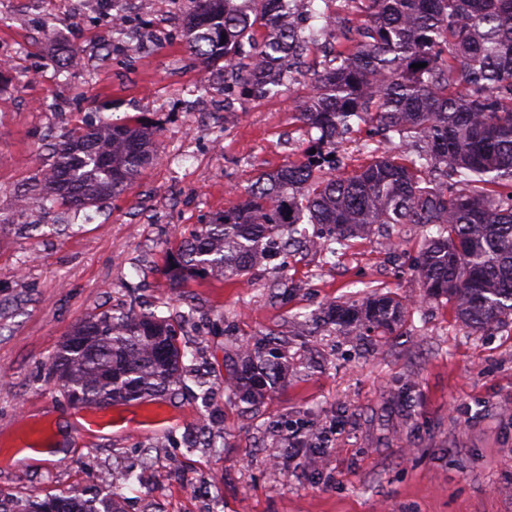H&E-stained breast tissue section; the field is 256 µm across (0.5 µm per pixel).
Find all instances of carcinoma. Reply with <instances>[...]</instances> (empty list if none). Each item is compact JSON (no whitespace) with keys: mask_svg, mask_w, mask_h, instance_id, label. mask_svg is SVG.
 I'll return each instance as SVG.
<instances>
[{"mask_svg":"<svg viewBox=\"0 0 512 512\" xmlns=\"http://www.w3.org/2000/svg\"><path fill=\"white\" fill-rule=\"evenodd\" d=\"M307 0L319 28L281 23L297 0H185L183 38L204 63H224V95L264 99L288 84L302 43L336 23ZM368 14L348 46L308 82L296 121L308 137L304 159L265 172L238 201L199 225L167 266L176 280L247 275L296 246L299 225L317 224L332 255L383 224H421L427 235L415 275L425 298L445 297L459 321L480 332L512 320V0H366ZM426 67L415 69L413 65ZM399 141L375 147L347 176L333 174L336 146L353 126ZM154 130L140 117L75 128L53 144L50 175L32 195L43 214L78 215L122 194L156 162ZM316 153H311V150ZM409 303L377 294L332 305L317 327L378 335L402 326ZM185 352L154 311L105 312L76 325L52 361V379L80 404L132 402L174 392ZM225 365L229 394L259 403L284 378V355L266 336L242 343ZM121 489L91 498L51 497L56 512H123ZM23 510L0 497V512Z\"/></svg>","mask_w":512,"mask_h":512,"instance_id":"cac0c4a2","label":"carcinoma"}]
</instances>
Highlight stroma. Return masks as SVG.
<instances>
[{"label":"stroma","instance_id":"1","mask_svg":"<svg viewBox=\"0 0 512 512\" xmlns=\"http://www.w3.org/2000/svg\"><path fill=\"white\" fill-rule=\"evenodd\" d=\"M177 0L133 13L152 50L126 57L112 36L111 0H0V494H61L99 472L136 466L124 512H512V323L472 334L447 299L424 300L411 266L425 230L394 224L327 258L290 252L232 282L164 273L195 226L237 201L236 189L301 160L307 138L294 119L323 43L309 44L287 92L233 100L234 121L196 123L197 91L224 98V69L187 51ZM81 70L56 76L62 49ZM143 118L159 157L91 221L29 225L18 192L53 163L49 143L78 124ZM224 143L222 153L210 141ZM281 282L286 292L273 290ZM382 292L411 301L389 336H343L306 316L332 302ZM159 306L175 317L191 371L173 395L112 406V430L64 457L8 464L5 451L43 446L57 420L77 415L50 365L78 322L118 306ZM275 337L284 383L261 403L229 401L225 362L247 338Z\"/></svg>","mask_w":512,"mask_h":512}]
</instances>
